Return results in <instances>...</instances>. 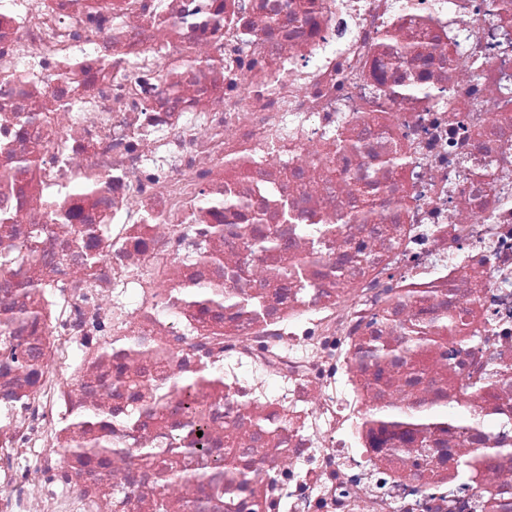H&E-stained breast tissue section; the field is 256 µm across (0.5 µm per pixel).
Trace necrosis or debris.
Returning a JSON list of instances; mask_svg holds the SVG:
<instances>
[{
	"instance_id": "1",
	"label": "necrosis or debris",
	"mask_w": 512,
	"mask_h": 512,
	"mask_svg": "<svg viewBox=\"0 0 512 512\" xmlns=\"http://www.w3.org/2000/svg\"><path fill=\"white\" fill-rule=\"evenodd\" d=\"M1 213L0 512H512V0H0ZM201 374L206 375L209 378L220 377L219 370L207 368L191 377L180 380L173 386L172 391L170 392L173 397V401L169 398V401L163 407V411H166L170 403H172L169 408V412L182 414L194 421L196 425V434L198 431H202V436H197V447L193 449L196 452L204 454L209 452L208 439L204 426V412L197 405L195 400V393L199 387L197 378ZM198 445H201V448H198Z\"/></svg>"
}]
</instances>
